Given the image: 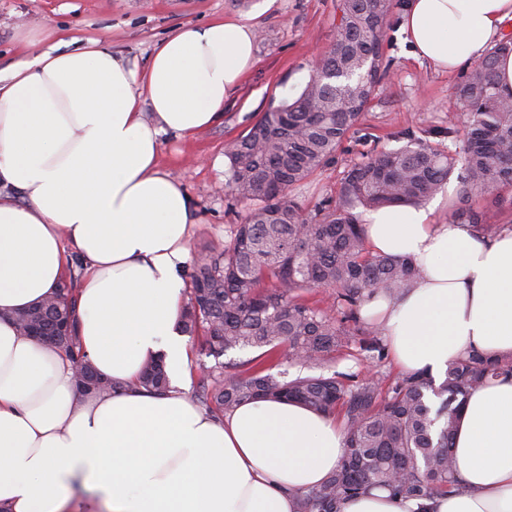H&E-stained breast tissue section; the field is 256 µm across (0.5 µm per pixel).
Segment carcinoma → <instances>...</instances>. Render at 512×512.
<instances>
[{"mask_svg": "<svg viewBox=\"0 0 512 512\" xmlns=\"http://www.w3.org/2000/svg\"><path fill=\"white\" fill-rule=\"evenodd\" d=\"M408 0H339V21L329 51L293 101L271 105L246 133L227 143L224 187L250 201L243 221L227 228L224 248L195 258L181 332L197 336L214 359L199 369L206 378L201 403L221 414L255 399L295 402L344 422L345 454L320 485L296 493L298 512H342L349 498L372 489L423 502L459 486L452 440L473 392L499 377H512V357L479 351L448 364L441 381L427 371L391 383L373 372L363 378L335 370L336 353L361 337L360 349L385 355L379 327L360 316L378 291L395 297L412 287L417 269L408 258L374 254L357 209L417 206L456 177L460 206L453 221L492 236L472 201L512 193V99L500 94L495 65L512 53V37L499 41L455 87L464 117L454 126L402 133L397 148L373 146L342 172L336 195L310 209L291 188L336 163L343 142L360 134L362 119L388 73L382 45L390 18ZM75 277L53 296L18 312L30 322L75 319ZM78 336L56 342L82 367L80 393L113 392L76 352ZM261 353L226 372L230 350ZM299 372L292 375L290 369ZM315 369V374L303 370ZM140 383L163 395L170 381L159 359L147 361Z\"/></svg>", "mask_w": 512, "mask_h": 512, "instance_id": "obj_1", "label": "carcinoma"}]
</instances>
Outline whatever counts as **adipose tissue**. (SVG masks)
<instances>
[{
  "mask_svg": "<svg viewBox=\"0 0 512 512\" xmlns=\"http://www.w3.org/2000/svg\"><path fill=\"white\" fill-rule=\"evenodd\" d=\"M511 26L512 0H412L403 23L415 57L443 72L481 58ZM56 36L30 39L34 54L0 81V507L65 512L80 482L104 512H296L295 492L339 466L343 430L281 401L216 418L184 392L178 271L194 208L158 164L160 133L221 118L254 64V24L184 28L142 70L98 39L49 47ZM443 200L365 216L370 251L418 269L412 288L361 308L405 374L441 373L471 350L512 356V227L489 237L437 221ZM74 256L85 269L79 346L117 392L78 393L65 354L10 318L50 295ZM151 358L165 365L167 395L136 384ZM453 452L462 488L436 497L433 512H512V378L469 397Z\"/></svg>",
  "mask_w": 512,
  "mask_h": 512,
  "instance_id": "1",
  "label": "adipose tissue"
}]
</instances>
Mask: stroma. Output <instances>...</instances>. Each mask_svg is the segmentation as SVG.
<instances>
[{"instance_id":"1","label":"stroma","mask_w":512,"mask_h":512,"mask_svg":"<svg viewBox=\"0 0 512 512\" xmlns=\"http://www.w3.org/2000/svg\"><path fill=\"white\" fill-rule=\"evenodd\" d=\"M337 0H0V76L27 58V31L49 27L65 41L107 40L115 55L145 67L156 44L188 26L216 19H251L258 33L256 63L224 102L219 123L200 132L159 135L158 163L191 197L195 222L190 254L223 246L224 228L241 223L247 204L224 189V145L244 134L270 105L297 97L317 56L334 38ZM396 12L384 40L390 72L363 118V126L386 145L399 132L460 124L454 90L462 71L439 74L412 55ZM363 146L344 142L335 165L295 185L306 206L335 195L344 167Z\"/></svg>"}]
</instances>
